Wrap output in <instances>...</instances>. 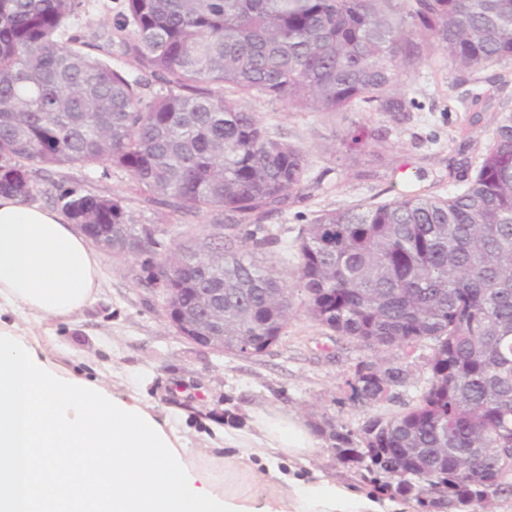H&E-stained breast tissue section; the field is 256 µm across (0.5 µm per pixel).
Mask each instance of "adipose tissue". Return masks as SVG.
<instances>
[{
  "mask_svg": "<svg viewBox=\"0 0 512 512\" xmlns=\"http://www.w3.org/2000/svg\"><path fill=\"white\" fill-rule=\"evenodd\" d=\"M103 258L58 212L0 194V512H383L324 479L258 487L249 467L192 455L137 395L84 378L6 314L68 323L100 292ZM236 448L300 462L317 450L295 415L259 408Z\"/></svg>",
  "mask_w": 512,
  "mask_h": 512,
  "instance_id": "1",
  "label": "adipose tissue"
}]
</instances>
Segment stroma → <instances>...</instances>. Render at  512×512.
<instances>
[{
    "instance_id": "1",
    "label": "stroma",
    "mask_w": 512,
    "mask_h": 512,
    "mask_svg": "<svg viewBox=\"0 0 512 512\" xmlns=\"http://www.w3.org/2000/svg\"><path fill=\"white\" fill-rule=\"evenodd\" d=\"M122 0H87L83 12L70 18L66 35L80 38L92 55L112 65H131L119 41L111 40L107 23ZM416 103L399 121L380 112H295L285 100L262 96L251 101L271 136L298 145L311 155L310 175L320 178L318 191L302 203L268 215L265 224L278 241L263 261L273 263L287 284H294L299 229L322 213L357 204L399 197L406 181L448 196L470 177L475 161L492 134L499 101L512 98V62L460 74L447 58L434 55L406 87ZM486 104L479 123L468 126L473 95ZM361 130L368 148L350 146L349 131ZM80 194L124 197L136 224H159L165 245L179 241L187 227L203 229L211 215H163L143 202L130 174L122 169L59 167L50 169L35 187L32 202L62 211L61 189ZM135 261L103 257L101 292L71 324L18 315L21 328L38 336L43 347L65 367L114 387L131 388L158 417H171L187 446L203 458L223 464L245 461L257 479L269 470L294 472L306 482L342 481L355 491L374 493L360 471L340 463L325 435L307 464L291 468L287 456L261 464L243 449L224 444L225 428L248 424L252 409L285 411L317 430L324 421L357 427L372 416L390 417L415 404L427 385L429 349L376 351L316 324L304 312L303 292L293 294L294 315L279 342L260 355L222 353L183 338L166 319L163 298L138 284ZM408 367L407 382L394 397L373 404L350 398L349 383L363 363Z\"/></svg>"
}]
</instances>
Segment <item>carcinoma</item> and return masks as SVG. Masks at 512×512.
<instances>
[{"label": "carcinoma", "instance_id": "cac0c4a2", "mask_svg": "<svg viewBox=\"0 0 512 512\" xmlns=\"http://www.w3.org/2000/svg\"><path fill=\"white\" fill-rule=\"evenodd\" d=\"M85 0H0V194L27 200L58 166L110 164L142 200L185 215L218 212L205 236L145 251L119 196L65 192L77 225L116 257H145L139 283L168 282L165 303L190 313L224 289V351L266 352L293 316L290 288L258 264L276 238L261 221L308 197L310 154L269 135L249 100L297 111L414 108L404 86L433 54L458 72L512 60V0H126L113 29L138 70L166 93L145 101L129 72L60 32ZM296 281L305 313L373 349L432 342L418 403L356 429L330 425L344 464L426 512H492L512 498V105L499 102L466 188L410 191L327 211L303 229ZM408 370L369 363L354 399L383 400ZM478 448L508 453L479 468Z\"/></svg>", "mask_w": 512, "mask_h": 512}]
</instances>
